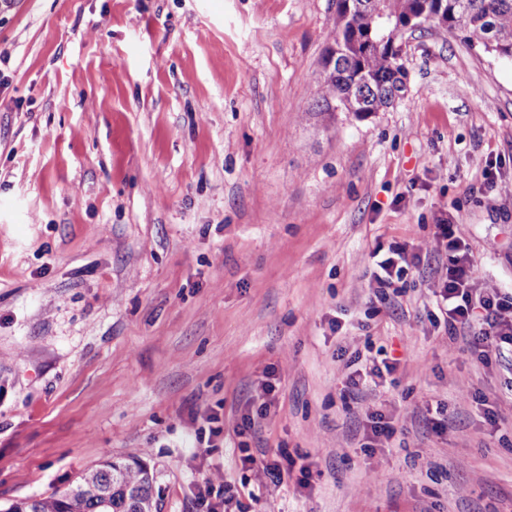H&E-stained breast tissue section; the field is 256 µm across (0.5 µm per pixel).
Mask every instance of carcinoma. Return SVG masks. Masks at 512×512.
Masks as SVG:
<instances>
[{
	"mask_svg": "<svg viewBox=\"0 0 512 512\" xmlns=\"http://www.w3.org/2000/svg\"><path fill=\"white\" fill-rule=\"evenodd\" d=\"M411 21L434 23L471 47L512 59V0H336L314 100L328 110L358 112L365 93V111L391 107L405 89L398 27ZM153 481L143 460L108 458L67 490L14 500L4 512H158Z\"/></svg>",
	"mask_w": 512,
	"mask_h": 512,
	"instance_id": "cac0c4a2",
	"label": "carcinoma"
}]
</instances>
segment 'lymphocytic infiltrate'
Here are the masks:
<instances>
[{
    "mask_svg": "<svg viewBox=\"0 0 512 512\" xmlns=\"http://www.w3.org/2000/svg\"><path fill=\"white\" fill-rule=\"evenodd\" d=\"M436 250L446 257L433 285L429 300V322L438 335L457 342L474 361L486 365L492 357L503 356L512 348V296L500 291L478 287L475 265L461 225L441 219L436 232ZM373 270L371 284L377 300L386 301L399 294L398 284L416 265L421 255L409 252L406 245L392 242L376 245L371 253ZM398 362L390 357L362 360L352 353L346 360L343 394L355 397L367 390L383 386L386 375L396 371ZM241 462L258 477L260 486L288 484L306 487L305 477L297 476L295 459L284 449L273 457L245 455Z\"/></svg>",
    "mask_w": 512,
    "mask_h": 512,
    "instance_id": "obj_1",
    "label": "lymphocytic infiltrate"
}]
</instances>
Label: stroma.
<instances>
[{
	"mask_svg": "<svg viewBox=\"0 0 512 512\" xmlns=\"http://www.w3.org/2000/svg\"><path fill=\"white\" fill-rule=\"evenodd\" d=\"M335 16L0 0L1 506L139 457L159 512H206L217 471L227 512H512V447L485 419L512 370L460 355L420 306L446 215L481 286L512 293V60L416 33L401 100L328 112L310 89ZM393 241L428 255L388 308L368 254ZM336 321L349 350L400 358L381 393L342 399ZM266 369L277 403L236 435ZM375 403L397 432L368 450ZM213 411L224 437L197 445ZM244 442L307 454L310 489L258 488Z\"/></svg>",
	"mask_w": 512,
	"mask_h": 512,
	"instance_id": "1",
	"label": "stroma"
}]
</instances>
